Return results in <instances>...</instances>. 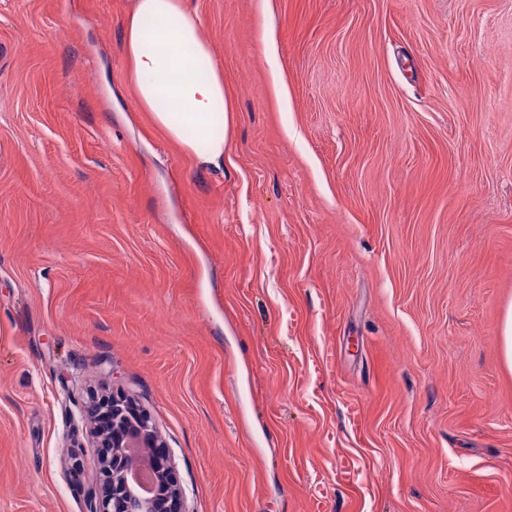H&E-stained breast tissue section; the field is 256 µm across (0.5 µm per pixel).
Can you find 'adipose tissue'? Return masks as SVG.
I'll return each instance as SVG.
<instances>
[{
    "instance_id": "adipose-tissue-1",
    "label": "adipose tissue",
    "mask_w": 512,
    "mask_h": 512,
    "mask_svg": "<svg viewBox=\"0 0 512 512\" xmlns=\"http://www.w3.org/2000/svg\"><path fill=\"white\" fill-rule=\"evenodd\" d=\"M122 51L138 107L202 165L221 168L234 107L188 0H130Z\"/></svg>"
}]
</instances>
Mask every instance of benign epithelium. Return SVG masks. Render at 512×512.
I'll return each instance as SVG.
<instances>
[{"instance_id": "benign-epithelium-1", "label": "benign epithelium", "mask_w": 512, "mask_h": 512, "mask_svg": "<svg viewBox=\"0 0 512 512\" xmlns=\"http://www.w3.org/2000/svg\"><path fill=\"white\" fill-rule=\"evenodd\" d=\"M97 403L91 398L87 416L100 448L94 465L105 481L89 493L87 512H183V491L172 461L156 463L155 449L163 441L150 414L131 412L114 396L99 419Z\"/></svg>"}]
</instances>
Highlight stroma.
Masks as SVG:
<instances>
[{"mask_svg": "<svg viewBox=\"0 0 512 512\" xmlns=\"http://www.w3.org/2000/svg\"><path fill=\"white\" fill-rule=\"evenodd\" d=\"M128 2L0 0V512H87L101 385L186 512H512V0H192L219 170ZM129 3L122 51L138 107L202 165L220 169L235 110L198 12L188 0ZM266 50L268 54L269 61L272 65V75H273V90L275 97L277 100L281 101L285 99L288 95V89L284 82L281 79V69L277 66L275 59L277 57L275 50V41L272 33H269L266 43Z\"/></svg>", "mask_w": 512, "mask_h": 512, "instance_id": "35a3bbf8", "label": "stroma"}]
</instances>
